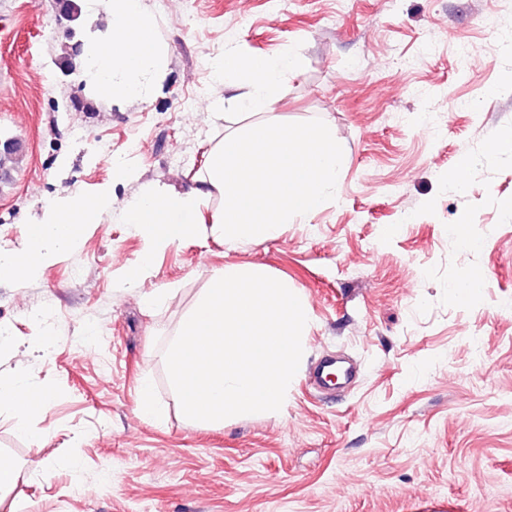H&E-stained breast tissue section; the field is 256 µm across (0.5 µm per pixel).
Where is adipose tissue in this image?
Masks as SVG:
<instances>
[{"label":"adipose tissue","mask_w":512,"mask_h":512,"mask_svg":"<svg viewBox=\"0 0 512 512\" xmlns=\"http://www.w3.org/2000/svg\"><path fill=\"white\" fill-rule=\"evenodd\" d=\"M107 32L91 36L83 61L94 82V92L112 98H146L163 64V50L153 36V20L140 0H99ZM298 59L288 53L277 57H246L236 47L225 48L213 65L214 78L225 88L239 91L247 110L271 111L276 92ZM112 208V190L76 193L43 205L39 219L25 225L18 249L0 250V280L37 276L44 267L80 242L85 225L97 223ZM54 398L51 385H32L26 379L0 378V410L27 419L47 408Z\"/></svg>","instance_id":"adipose-tissue-1"}]
</instances>
